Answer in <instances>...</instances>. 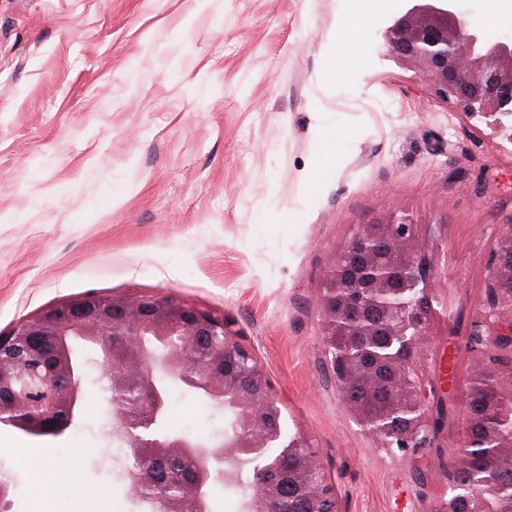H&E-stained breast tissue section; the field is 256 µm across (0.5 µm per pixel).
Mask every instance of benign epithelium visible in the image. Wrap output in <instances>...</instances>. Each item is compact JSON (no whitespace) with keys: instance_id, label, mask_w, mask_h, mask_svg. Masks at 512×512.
<instances>
[{"instance_id":"benign-epithelium-1","label":"benign epithelium","mask_w":512,"mask_h":512,"mask_svg":"<svg viewBox=\"0 0 512 512\" xmlns=\"http://www.w3.org/2000/svg\"><path fill=\"white\" fill-rule=\"evenodd\" d=\"M384 38L398 63L446 104L467 119L481 117L495 129L504 128L501 110L512 103V36L488 37L458 0H403L400 16L386 28ZM430 239V230L419 218L406 206L392 203L368 223L357 225L334 253L318 295L327 367L343 404L381 447L396 448L407 458L432 447L438 438L430 415L440 391L416 362L438 322L433 306L438 271ZM489 268L486 298L473 321L480 336L473 358L476 372L494 377L502 368L495 360L496 351L512 345V323L499 327V309L512 307V289L501 282L495 248ZM401 286L420 289V299L404 309L399 323L387 328L386 335L405 337L401 363L411 375L408 385L394 387L393 407L411 405L418 418L409 432L395 440L386 435L381 412L348 403L349 386L357 373L349 359L336 354L335 337L349 335L351 315L367 303L380 304L385 313L393 311L396 304L390 296ZM146 336L164 347L148 350L143 344ZM78 340L100 348L111 392H138L133 405L110 407L119 436L131 452L143 457L142 466L128 473L132 486L141 489L156 482L149 464L168 448L192 464V480L163 500L159 512H208L211 484L236 479L237 455L254 448L278 449L254 460L256 469L297 458L314 472L315 497L334 496L308 440L300 434L284 440L278 398L224 315L164 296L87 294L22 320L0 336V392L8 394L7 403H0V428L59 437L75 424L85 400L81 365L73 354ZM160 371L224 405L230 416L224 441L209 446L153 431L166 410V392L157 384ZM498 395L499 408L512 416V371L499 382ZM278 498L280 494L262 480L253 488L248 512H282Z\"/></svg>"}]
</instances>
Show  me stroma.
<instances>
[{
    "mask_svg": "<svg viewBox=\"0 0 512 512\" xmlns=\"http://www.w3.org/2000/svg\"><path fill=\"white\" fill-rule=\"evenodd\" d=\"M377 0L350 85L328 79L349 0H0V333L93 293L224 314L306 435L338 512H425L461 443L463 342L499 225L512 143L433 96L383 37ZM333 128L332 139L314 135ZM391 201L443 217L440 326L421 364L449 394L436 448L407 460L355 421L328 374L317 297L328 256ZM64 436L0 429L11 512H151L128 479L96 350ZM171 428L224 437V411L171 386ZM21 448L78 457L86 499L33 493ZM83 456H76V449Z\"/></svg>",
    "mask_w": 512,
    "mask_h": 512,
    "instance_id": "1",
    "label": "stroma"
}]
</instances>
